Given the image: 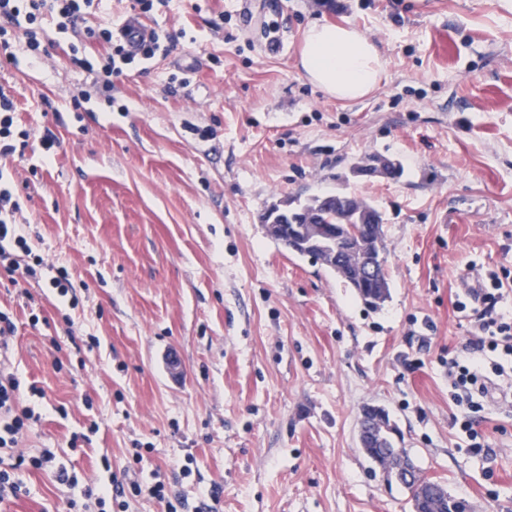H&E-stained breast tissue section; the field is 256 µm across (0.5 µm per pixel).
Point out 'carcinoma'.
Listing matches in <instances>:
<instances>
[{"label": "carcinoma", "mask_w": 512, "mask_h": 512, "mask_svg": "<svg viewBox=\"0 0 512 512\" xmlns=\"http://www.w3.org/2000/svg\"><path fill=\"white\" fill-rule=\"evenodd\" d=\"M278 223L284 225L282 233H273L271 237L290 247L287 225L293 224L306 231L319 224H352L359 233L355 244L348 246L340 240L327 253H315L313 259L324 264L336 278L371 309H379L390 295V283L387 268L378 270L377 278L370 287L362 286L365 259L376 252L387 255V246L383 233L381 213L368 201L355 195L336 192L315 196L296 207L285 204L278 215ZM391 447L386 443L382 448H365L363 452L383 471L387 482L392 483L391 462L385 449ZM411 492L414 512H467V505L453 497L440 482L415 475L413 482H401Z\"/></svg>", "instance_id": "carcinoma-1"}]
</instances>
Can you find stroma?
Here are the masks:
<instances>
[{
    "mask_svg": "<svg viewBox=\"0 0 512 512\" xmlns=\"http://www.w3.org/2000/svg\"><path fill=\"white\" fill-rule=\"evenodd\" d=\"M315 20L380 46L379 88L342 102L306 79L297 61ZM143 22L170 50L108 94L71 53L99 66L105 45L49 17L43 63L0 60L29 134L5 167L28 239L77 279L61 299L0 269L21 398L40 416L23 446L54 449L79 481L24 472L25 493L0 512H67L113 478L142 492L112 512H169L148 492L157 483L184 512H412L358 445L368 405L471 512H512V407L494 397L470 412L448 380L472 326L458 295L477 274L512 272V9L168 0ZM273 36L276 56L263 49ZM373 154L403 176L350 175ZM336 191L383 215L380 309L264 226L275 203ZM173 349L183 364L170 375ZM75 432L90 441L74 450Z\"/></svg>",
    "mask_w": 512,
    "mask_h": 512,
    "instance_id": "obj_1",
    "label": "stroma"
}]
</instances>
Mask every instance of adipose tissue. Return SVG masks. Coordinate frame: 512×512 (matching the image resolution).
Here are the masks:
<instances>
[{
    "label": "adipose tissue",
    "mask_w": 512,
    "mask_h": 512,
    "mask_svg": "<svg viewBox=\"0 0 512 512\" xmlns=\"http://www.w3.org/2000/svg\"><path fill=\"white\" fill-rule=\"evenodd\" d=\"M298 66L310 82L347 102L377 89L385 73L381 51L370 38L352 27L321 22L306 28Z\"/></svg>",
    "instance_id": "adipose-tissue-1"
}]
</instances>
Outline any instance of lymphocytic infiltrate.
I'll use <instances>...</instances> for the list:
<instances>
[{
    "mask_svg": "<svg viewBox=\"0 0 512 512\" xmlns=\"http://www.w3.org/2000/svg\"><path fill=\"white\" fill-rule=\"evenodd\" d=\"M104 0H0V55L11 59L15 56L12 38L14 30L25 33V48L32 59L41 57V41L37 25L44 17L57 19L58 26L67 30H83L86 37L101 41L107 46L105 62L94 67L86 58L76 64L90 76L93 84L111 90L113 78L125 75L134 65L167 53L168 47L159 33H150L147 41L136 49H129L124 41L115 40L122 31L124 19L109 20L96 27H87V17L102 14ZM21 207L13 197L10 181L0 179V262L7 270L20 272L23 278L46 279L49 288L59 297H66L73 281L66 268L55 267L43 256L34 254L17 216ZM502 278H492L489 284L467 287L463 300L457 301L458 309H471L474 333L461 348L460 360L448 364V377L454 388L460 390L463 400L487 398L489 394L485 369L504 375L502 362L489 360L488 355L502 351L512 358V321L496 313L498 292L504 288ZM34 409L20 402V382L15 374L0 373V502L17 497L23 490L22 472L29 469L54 468L60 485L72 487L77 477L65 465L56 461L51 449L36 453L18 451L17 445L31 422L37 421Z\"/></svg>",
    "mask_w": 512,
    "mask_h": 512,
    "instance_id": "f902f5d3",
    "label": "lymphocytic infiltrate"
}]
</instances>
